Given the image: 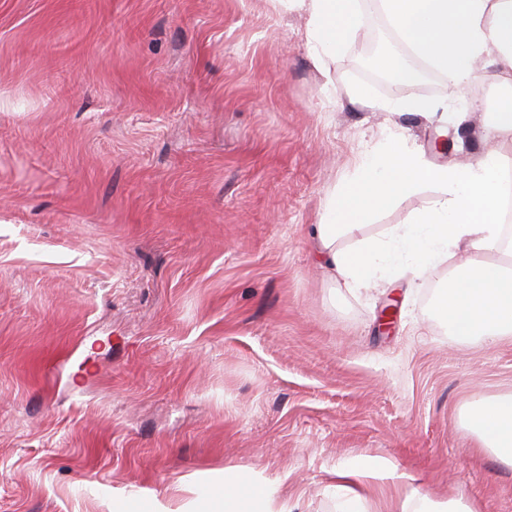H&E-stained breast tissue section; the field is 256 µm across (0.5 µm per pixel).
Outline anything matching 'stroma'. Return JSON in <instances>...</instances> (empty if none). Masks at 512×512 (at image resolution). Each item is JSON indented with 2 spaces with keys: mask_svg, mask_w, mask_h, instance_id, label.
Returning <instances> with one entry per match:
<instances>
[{
  "mask_svg": "<svg viewBox=\"0 0 512 512\" xmlns=\"http://www.w3.org/2000/svg\"><path fill=\"white\" fill-rule=\"evenodd\" d=\"M304 13L271 0H0V512H214L240 466L286 512H337L334 471L388 458L412 489L512 512V467L460 412L512 392V339L431 314L441 265L354 296L307 235L365 142L396 125L437 164L488 148L493 78L375 87L433 115L351 103L362 25L314 69ZM433 188L376 214L374 236Z\"/></svg>",
  "mask_w": 512,
  "mask_h": 512,
  "instance_id": "stroma-1",
  "label": "stroma"
}]
</instances>
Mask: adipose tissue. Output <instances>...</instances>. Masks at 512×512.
Instances as JSON below:
<instances>
[{
  "label": "adipose tissue",
  "mask_w": 512,
  "mask_h": 512,
  "mask_svg": "<svg viewBox=\"0 0 512 512\" xmlns=\"http://www.w3.org/2000/svg\"><path fill=\"white\" fill-rule=\"evenodd\" d=\"M285 9L308 17V53L314 67L335 56L356 36L361 25V0H277ZM404 53H384L376 67L407 85L423 78L430 66L449 82L467 88L480 78L483 65L495 63L512 72V0H378ZM352 102L384 112L426 114L438 111L426 97L376 100L370 86L356 85ZM492 149L478 161L452 166L432 165L401 132L387 129L380 141L364 146L352 177L330 191L310 235L331 276L352 293L369 292L405 272L431 273L458 247L464 260L449 270L432 304V314L450 336L493 341L512 336V234L504 233L501 160L512 153V83L488 115ZM437 192L407 222L378 236L355 239L372 216L423 186ZM461 422L502 465L512 467V394L479 396L461 411ZM396 465L373 458L338 468V490L348 500L362 495L348 479L362 485L394 477ZM217 479L223 512H272V485L256 482L228 466Z\"/></svg>",
  "instance_id": "adipose-tissue-1"
}]
</instances>
